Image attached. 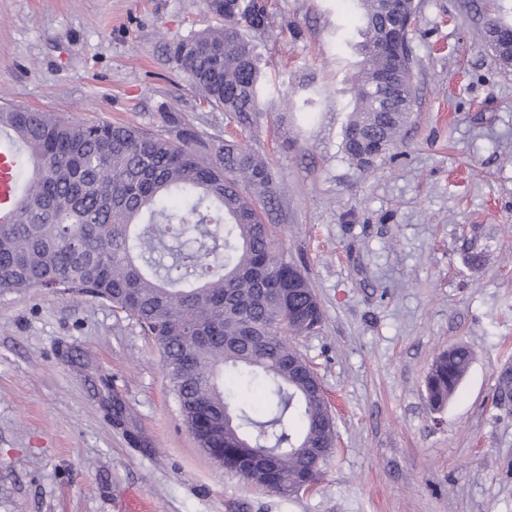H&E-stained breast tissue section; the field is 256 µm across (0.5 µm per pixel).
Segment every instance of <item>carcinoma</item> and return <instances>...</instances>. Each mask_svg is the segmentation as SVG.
Masks as SVG:
<instances>
[{
    "instance_id": "cac0c4a2",
    "label": "carcinoma",
    "mask_w": 512,
    "mask_h": 512,
    "mask_svg": "<svg viewBox=\"0 0 512 512\" xmlns=\"http://www.w3.org/2000/svg\"><path fill=\"white\" fill-rule=\"evenodd\" d=\"M363 20L361 79L343 132L345 155L360 168L395 147L412 110L413 88L386 97L379 23L384 0H358ZM222 19L169 47L202 101L252 127L263 92L243 29L265 27V0H205ZM163 129L83 123L31 109L0 110L27 153L13 175L17 219L0 224V292L91 294L134 318L163 353L183 424L222 466L281 495L319 480L335 447L336 424L316 375L288 337L316 330L320 303L306 273L276 246L260 207L278 191L265 158L245 139L203 141L172 112ZM464 345L443 351L426 379L440 410L467 375ZM243 388L266 394L260 411L224 389V369ZM512 402L504 370L495 406ZM252 448L271 459L245 465Z\"/></svg>"
}]
</instances>
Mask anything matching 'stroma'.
I'll list each match as a JSON object with an SVG mask.
<instances>
[{"label": "stroma", "mask_w": 512, "mask_h": 512, "mask_svg": "<svg viewBox=\"0 0 512 512\" xmlns=\"http://www.w3.org/2000/svg\"><path fill=\"white\" fill-rule=\"evenodd\" d=\"M414 4L415 105L367 170L342 150L356 0H269L246 33L266 80L249 144L279 184L267 222L324 313L292 339L336 419L316 486L284 497L203 454L124 312L0 293V512H512V405H492L512 368V67L483 35L512 0ZM217 24L202 0H0V102L154 131L167 108L202 138L239 134L168 57ZM459 343L470 370L431 412L426 375Z\"/></svg>", "instance_id": "1"}]
</instances>
